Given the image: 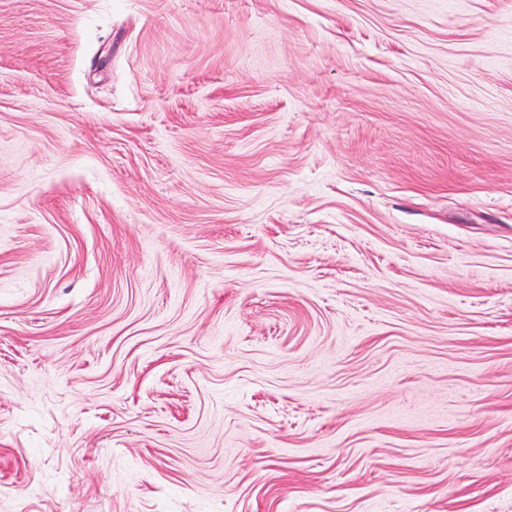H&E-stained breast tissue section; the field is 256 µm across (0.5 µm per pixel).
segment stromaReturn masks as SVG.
<instances>
[{"instance_id": "1", "label": "stroma", "mask_w": 512, "mask_h": 512, "mask_svg": "<svg viewBox=\"0 0 512 512\" xmlns=\"http://www.w3.org/2000/svg\"><path fill=\"white\" fill-rule=\"evenodd\" d=\"M0 512H512V0H0Z\"/></svg>"}]
</instances>
